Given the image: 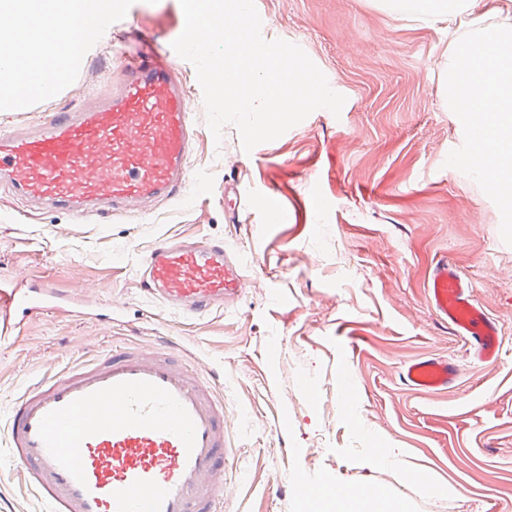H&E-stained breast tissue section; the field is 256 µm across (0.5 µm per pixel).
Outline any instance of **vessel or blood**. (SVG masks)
I'll list each match as a JSON object with an SVG mask.
<instances>
[{"instance_id":"vessel-or-blood-1","label":"vessel or blood","mask_w":512,"mask_h":512,"mask_svg":"<svg viewBox=\"0 0 512 512\" xmlns=\"http://www.w3.org/2000/svg\"><path fill=\"white\" fill-rule=\"evenodd\" d=\"M190 112L173 60L141 43L109 94L0 132V186L81 217L185 198ZM252 206L272 223L288 221L287 208L271 197H255ZM141 283L148 297L186 316L221 307L246 286L223 243L188 240L156 245ZM428 291L451 330L470 340L474 361L499 357L501 328L453 263L436 264ZM53 302L46 286L0 289V305L25 313ZM459 373L454 360L427 357L406 365L402 380L432 392ZM214 379L206 368H188L165 336L92 355L12 405L11 456L48 512H217L232 419Z\"/></svg>"}]
</instances>
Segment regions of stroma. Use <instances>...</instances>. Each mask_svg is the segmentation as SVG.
I'll return each instance as SVG.
<instances>
[{
  "instance_id": "35a3bbf8",
  "label": "stroma",
  "mask_w": 512,
  "mask_h": 512,
  "mask_svg": "<svg viewBox=\"0 0 512 512\" xmlns=\"http://www.w3.org/2000/svg\"><path fill=\"white\" fill-rule=\"evenodd\" d=\"M255 5L264 38L299 45L345 96L340 115L315 110L247 153L234 126L217 140L195 113L189 178L207 189L148 213L85 221L28 209L0 186V282L22 273L62 298L27 316L0 310V512L47 510L10 457L6 422L15 399L48 376V360L62 370L153 336L219 374L216 394L236 419L221 512H303L301 486L312 481L397 498L409 512H512V246L494 202L445 164L463 127L442 91L458 40L512 16V0H475L445 22L379 0ZM184 26L179 0H127L54 92L0 108V130L105 93L135 43L170 49ZM267 193L288 223L247 207ZM164 239L223 242L256 287L189 318L162 307L144 295L140 267ZM444 257L502 328L494 362H470L428 298ZM75 337L82 348L70 347ZM428 356L463 363L460 379L408 389L404 365ZM379 452L394 465L373 463Z\"/></svg>"
}]
</instances>
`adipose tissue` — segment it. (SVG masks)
<instances>
[{"label": "adipose tissue", "mask_w": 512, "mask_h": 512, "mask_svg": "<svg viewBox=\"0 0 512 512\" xmlns=\"http://www.w3.org/2000/svg\"><path fill=\"white\" fill-rule=\"evenodd\" d=\"M96 0H0V43L19 45L17 57L0 59V99L27 101L47 91L44 75L54 68L55 41L72 18L94 24Z\"/></svg>", "instance_id": "1"}]
</instances>
